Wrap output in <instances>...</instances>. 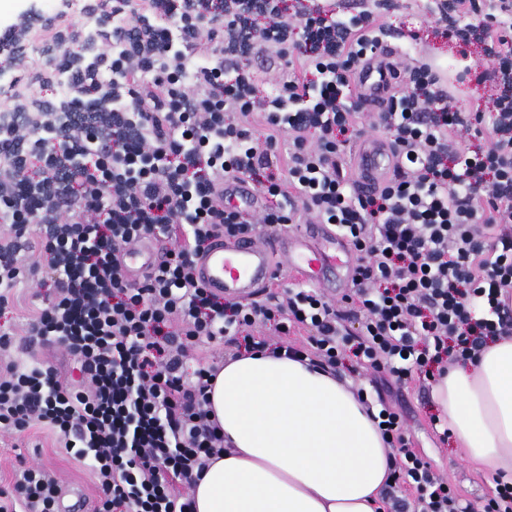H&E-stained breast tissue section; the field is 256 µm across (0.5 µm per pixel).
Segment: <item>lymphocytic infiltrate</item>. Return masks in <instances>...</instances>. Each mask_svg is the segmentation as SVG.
I'll use <instances>...</instances> for the list:
<instances>
[{
    "label": "lymphocytic infiltrate",
    "instance_id": "f902f5d3",
    "mask_svg": "<svg viewBox=\"0 0 512 512\" xmlns=\"http://www.w3.org/2000/svg\"><path fill=\"white\" fill-rule=\"evenodd\" d=\"M113 52L125 94L112 103V130L77 129L71 147L92 159L81 189H63L48 160L53 204L40 227L23 223L24 197L0 191L11 234L0 263V312L19 279L48 270L27 342L59 346L74 362L23 366L2 355L0 432L33 426L64 440L91 470L95 512H194L190 488L224 451L208 409L218 364L202 350L278 349L336 368L349 360L395 382L434 379L449 362L478 357L488 339L512 335V47L492 69L509 86L495 118L451 105L430 64L400 61L397 85L377 122L389 134L394 174L356 194L343 135L363 130L353 75L387 28L372 7L325 21L281 19L256 33L240 16L210 18L207 33L167 41L171 9ZM252 44L275 64L274 91L260 97L251 73L225 79L228 62ZM266 134L256 138L254 126ZM481 137L488 149L472 147ZM276 168L261 185L266 204L243 221L224 202L225 180ZM331 224L356 253L353 288L340 300L284 287L241 302L202 287L195 264L219 237ZM155 236L170 248L161 265L130 284L118 255ZM357 321L349 331L346 321ZM382 434L396 461L388 512H472L419 455L401 415L382 406ZM60 479L21 467L0 512H61Z\"/></svg>",
    "mask_w": 512,
    "mask_h": 512
}]
</instances>
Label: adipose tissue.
Wrapping results in <instances>:
<instances>
[{
    "label": "adipose tissue",
    "mask_w": 512,
    "mask_h": 512,
    "mask_svg": "<svg viewBox=\"0 0 512 512\" xmlns=\"http://www.w3.org/2000/svg\"><path fill=\"white\" fill-rule=\"evenodd\" d=\"M210 400L224 452L190 490L196 512H384L393 462L336 372L242 353L225 359ZM432 400L471 466L512 474V335L452 366Z\"/></svg>",
    "instance_id": "adipose-tissue-1"
}]
</instances>
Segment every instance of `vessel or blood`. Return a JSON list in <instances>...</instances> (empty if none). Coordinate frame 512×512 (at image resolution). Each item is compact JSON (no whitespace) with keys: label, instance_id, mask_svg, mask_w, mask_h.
I'll return each instance as SVG.
<instances>
[{"label":"vessel or blood","instance_id":"b4317fda","mask_svg":"<svg viewBox=\"0 0 512 512\" xmlns=\"http://www.w3.org/2000/svg\"><path fill=\"white\" fill-rule=\"evenodd\" d=\"M394 43L381 45L380 53L356 79L366 108L387 106L398 77L388 68L397 54ZM396 159L390 147L376 138H364L354 152L356 189L366 193L392 173ZM224 198L242 214H250L258 199L240 180L225 182ZM162 242L151 239L123 255L131 281L138 282L162 255ZM355 255L347 239L330 224H306L268 236H244L217 240L196 261L200 282L219 294L238 299L256 298L272 282L281 267H288L305 284L335 291L352 283Z\"/></svg>","mask_w":512,"mask_h":512}]
</instances>
